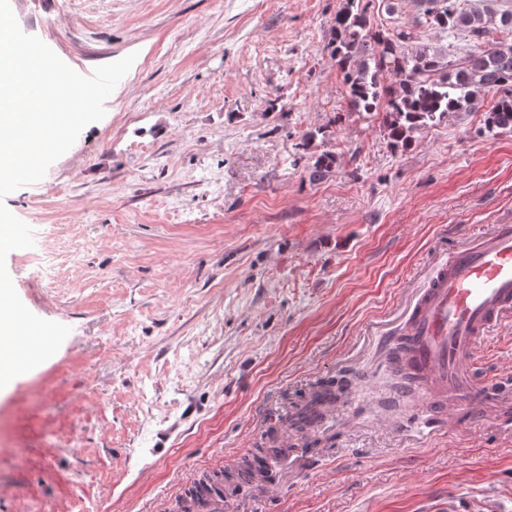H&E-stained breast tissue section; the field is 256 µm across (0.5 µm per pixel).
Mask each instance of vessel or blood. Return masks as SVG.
Returning <instances> with one entry per match:
<instances>
[{
    "mask_svg": "<svg viewBox=\"0 0 512 512\" xmlns=\"http://www.w3.org/2000/svg\"><path fill=\"white\" fill-rule=\"evenodd\" d=\"M512 314V225L495 224L474 243L451 252L417 296L407 319L408 351L396 361L416 378L415 390L438 402L468 405L476 381L477 344ZM174 512H223L213 492L181 494Z\"/></svg>",
    "mask_w": 512,
    "mask_h": 512,
    "instance_id": "1",
    "label": "vessel or blood"
}]
</instances>
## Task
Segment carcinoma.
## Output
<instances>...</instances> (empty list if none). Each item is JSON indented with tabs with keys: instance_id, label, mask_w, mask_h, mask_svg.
<instances>
[{
	"instance_id": "cac0c4a2",
	"label": "carcinoma",
	"mask_w": 512,
	"mask_h": 512,
	"mask_svg": "<svg viewBox=\"0 0 512 512\" xmlns=\"http://www.w3.org/2000/svg\"><path fill=\"white\" fill-rule=\"evenodd\" d=\"M429 24L449 35L467 33L469 48L441 53L431 44H415L411 32L375 29L367 17L368 3L345 0L336 14V27L329 43L330 55L344 73L353 111L376 112L386 102L385 128L391 144L408 147L413 133L448 116L450 112L478 109L481 95L494 92L496 99L486 111L485 131L495 134L512 129V41L497 40L494 32L512 34V8L463 9L461 0H417ZM392 75L396 85L385 86ZM336 119L303 138L300 154L291 165L304 164L313 182L326 179L336 167V154L314 150L316 139L332 135ZM350 389L346 378L317 383L302 404H294L291 426L301 434L303 448L317 447L314 428Z\"/></svg>"
}]
</instances>
